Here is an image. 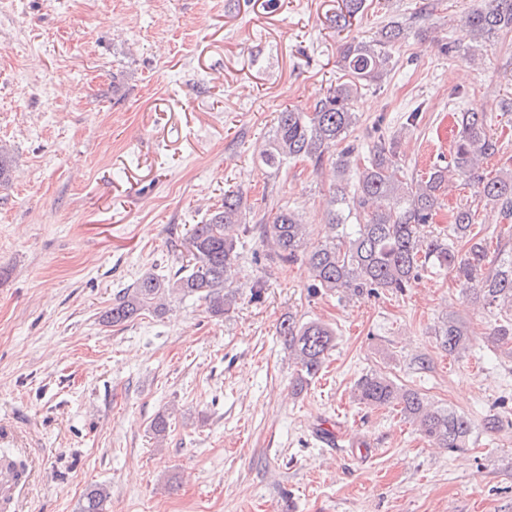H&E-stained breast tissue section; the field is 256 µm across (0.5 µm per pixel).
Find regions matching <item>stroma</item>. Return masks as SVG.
I'll use <instances>...</instances> for the list:
<instances>
[{"label":"stroma","instance_id":"1","mask_svg":"<svg viewBox=\"0 0 512 512\" xmlns=\"http://www.w3.org/2000/svg\"><path fill=\"white\" fill-rule=\"evenodd\" d=\"M482 0H365L336 32L342 0H0V456L29 477L10 512H78L107 486V512H512V345L452 274L402 293L311 294L300 264L258 235L238 262L233 310L168 300L162 316L104 320L120 288L166 275L191 225L242 191L248 224L297 208L325 242L330 163L268 176L259 153L279 111H312L340 77L346 41L408 27L396 64L354 104L362 141L397 137L408 177L447 164L454 112H486L512 170V32L474 42L461 19ZM456 41L458 50L440 46ZM421 108L422 119L407 116ZM263 279L261 298L251 283ZM465 321L454 357L437 331ZM318 320L336 345L306 392L278 333ZM376 372L473 419L465 447H433L399 407H368ZM170 425L156 436L152 423ZM504 426L488 432L490 415ZM338 444L330 448L324 431ZM110 497V491L106 486H91L83 494L78 512H106Z\"/></svg>","mask_w":512,"mask_h":512}]
</instances>
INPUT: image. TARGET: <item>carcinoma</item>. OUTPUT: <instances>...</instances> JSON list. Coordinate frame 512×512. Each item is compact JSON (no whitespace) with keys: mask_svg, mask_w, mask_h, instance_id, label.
Segmentation results:
<instances>
[{"mask_svg":"<svg viewBox=\"0 0 512 512\" xmlns=\"http://www.w3.org/2000/svg\"><path fill=\"white\" fill-rule=\"evenodd\" d=\"M364 8V0H343L336 14V28L353 25ZM469 35L488 40L512 31V0H487L464 20ZM405 37L398 22L384 25L370 43L347 42L340 53L342 75L330 84L313 111L289 106L279 112L261 163L272 174L290 161L308 159L323 163L326 152L341 147L332 161L338 177L330 200L328 223L331 239L308 246L306 225L300 213L286 205L261 218V239L270 246L271 257L281 263H302L311 277L315 293L333 292L349 298L379 289L402 293L423 272L455 273L462 286L476 295L482 307L499 318L492 342L512 344V249L496 247L489 258L486 239L475 230L476 211L469 207L452 210L447 232L424 238L421 227L432 223L440 197L448 188V177H465L475 196L512 217V175L487 177L480 162L498 151V140L490 134L487 116L467 109L457 113V131L446 166L431 168L420 179L406 177L399 162L398 141L375 142L368 147L349 141L358 123L354 99L363 90L382 81L390 71L393 47ZM363 157L353 193L342 177L357 157ZM246 199L239 191L224 192V204L204 224L192 225L189 259L173 274L146 273L112 301L105 321L114 326L136 320L145 313L161 314L171 296L196 297L214 317L229 313L238 288L235 269L250 228L243 224ZM469 245L462 252L458 244ZM279 335L297 364L293 389L301 393L317 378L336 336L326 324L305 323L289 316L279 326ZM439 344L450 355L469 350L466 325L454 316L438 329ZM355 391L360 403L369 407L398 406L404 418L417 425L437 448H462L473 433L472 420L455 411L435 407L415 390L403 389L378 373L361 376ZM110 491L104 485L86 489L78 512H106Z\"/></svg>","mask_w":512,"mask_h":512,"instance_id":"cac0c4a2","label":"carcinoma"}]
</instances>
